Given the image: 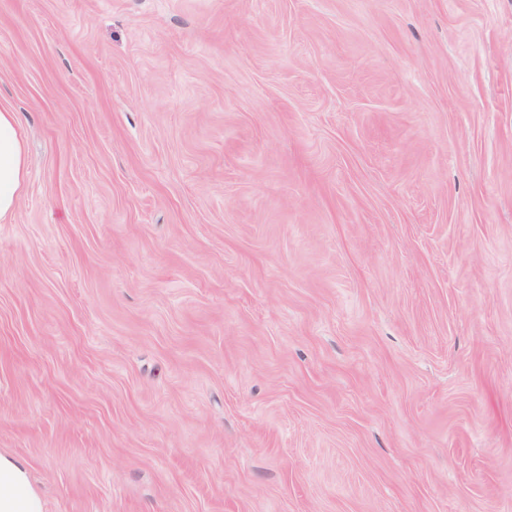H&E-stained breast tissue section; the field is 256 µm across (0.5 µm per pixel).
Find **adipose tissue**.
I'll list each match as a JSON object with an SVG mask.
<instances>
[{
    "label": "adipose tissue",
    "instance_id": "adipose-tissue-1",
    "mask_svg": "<svg viewBox=\"0 0 512 512\" xmlns=\"http://www.w3.org/2000/svg\"><path fill=\"white\" fill-rule=\"evenodd\" d=\"M25 144L15 112L0 109V221L12 216L26 187ZM0 512H44L25 463L0 454Z\"/></svg>",
    "mask_w": 512,
    "mask_h": 512
}]
</instances>
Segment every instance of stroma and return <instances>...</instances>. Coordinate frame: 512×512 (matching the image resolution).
Masks as SVG:
<instances>
[{"mask_svg": "<svg viewBox=\"0 0 512 512\" xmlns=\"http://www.w3.org/2000/svg\"><path fill=\"white\" fill-rule=\"evenodd\" d=\"M0 107L45 512H512V0H0ZM26 179L25 144L17 114L0 109V221L13 215Z\"/></svg>", "mask_w": 512, "mask_h": 512, "instance_id": "35a3bbf8", "label": "stroma"}]
</instances>
